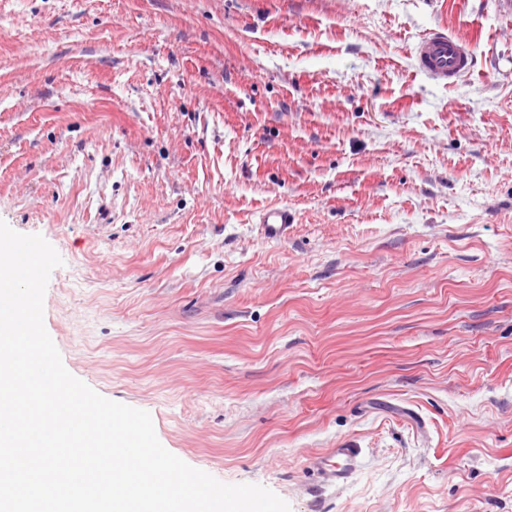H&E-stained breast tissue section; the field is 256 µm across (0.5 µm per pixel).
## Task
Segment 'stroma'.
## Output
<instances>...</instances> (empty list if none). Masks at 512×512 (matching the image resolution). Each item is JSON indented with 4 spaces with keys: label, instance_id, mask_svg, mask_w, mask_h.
<instances>
[{
    "label": "stroma",
    "instance_id": "stroma-1",
    "mask_svg": "<svg viewBox=\"0 0 512 512\" xmlns=\"http://www.w3.org/2000/svg\"><path fill=\"white\" fill-rule=\"evenodd\" d=\"M439 26L452 85L412 54ZM0 220L63 260L67 370L188 465L512 512V0H0ZM414 60L419 71L447 85L473 68L474 47L470 41L438 28L418 42ZM295 219V212L288 205L272 206L263 210L259 214L258 223L263 239L275 242L288 239ZM359 455V449L343 445L313 458L311 465L325 485L336 486L347 483L356 473Z\"/></svg>",
    "mask_w": 512,
    "mask_h": 512
}]
</instances>
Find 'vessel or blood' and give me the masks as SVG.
I'll list each match as a JSON object with an SVG mask.
<instances>
[{
	"label": "vessel or blood",
	"instance_id": "vessel-or-blood-1",
	"mask_svg": "<svg viewBox=\"0 0 512 512\" xmlns=\"http://www.w3.org/2000/svg\"><path fill=\"white\" fill-rule=\"evenodd\" d=\"M417 69L435 80L453 83L474 66V47L470 41L438 28L423 37L415 47ZM294 211L285 205L272 206L259 215L262 236L282 241L295 222ZM360 451L343 446L312 459L311 465L325 485L347 483L358 469Z\"/></svg>",
	"mask_w": 512,
	"mask_h": 512
}]
</instances>
